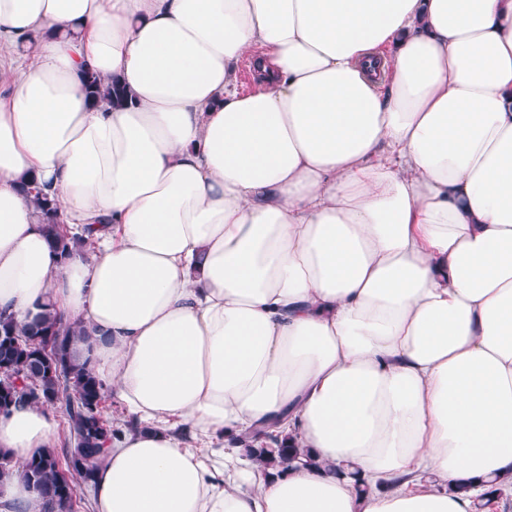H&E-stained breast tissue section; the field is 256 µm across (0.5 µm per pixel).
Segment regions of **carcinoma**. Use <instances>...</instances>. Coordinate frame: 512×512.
<instances>
[{"mask_svg":"<svg viewBox=\"0 0 512 512\" xmlns=\"http://www.w3.org/2000/svg\"><path fill=\"white\" fill-rule=\"evenodd\" d=\"M44 229L56 252L68 259L80 244L64 232L51 201L33 189ZM89 337L83 326L64 327L53 305L48 304L30 322L19 325L0 313V408L7 413L19 404L60 408L69 434L59 449L51 448L29 460L22 471L25 483L36 493L42 512H75L79 487L90 477L103 455L124 431L136 427L133 420L120 425L103 412L105 385L87 363L70 354L73 336ZM244 456L266 470L286 461L314 465V457L288 445L265 429H256L238 439Z\"/></svg>","mask_w":512,"mask_h":512,"instance_id":"obj_1","label":"carcinoma"}]
</instances>
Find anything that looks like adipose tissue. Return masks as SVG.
Listing matches in <instances>:
<instances>
[{"instance_id": "1", "label": "adipose tissue", "mask_w": 512, "mask_h": 512, "mask_svg": "<svg viewBox=\"0 0 512 512\" xmlns=\"http://www.w3.org/2000/svg\"><path fill=\"white\" fill-rule=\"evenodd\" d=\"M21 43L0 312L85 326L139 422L95 512H475L512 482V0H0ZM32 183L88 251L60 259ZM262 427L317 466L243 460ZM56 431L19 406L0 449L18 473Z\"/></svg>"}]
</instances>
